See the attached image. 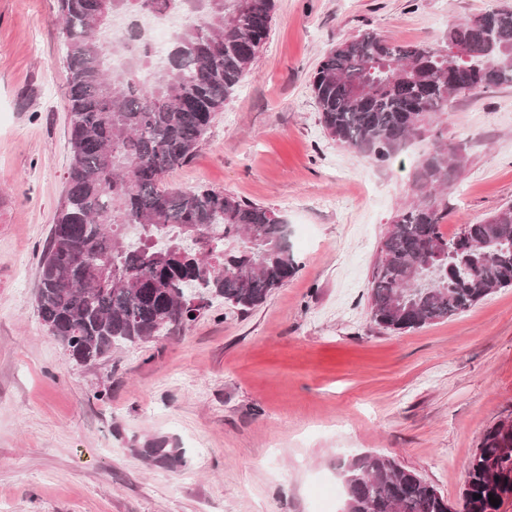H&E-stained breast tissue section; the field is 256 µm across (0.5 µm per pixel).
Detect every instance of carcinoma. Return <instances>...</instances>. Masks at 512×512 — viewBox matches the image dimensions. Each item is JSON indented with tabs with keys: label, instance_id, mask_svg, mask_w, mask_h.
<instances>
[{
	"label": "carcinoma",
	"instance_id": "obj_1",
	"mask_svg": "<svg viewBox=\"0 0 512 512\" xmlns=\"http://www.w3.org/2000/svg\"><path fill=\"white\" fill-rule=\"evenodd\" d=\"M274 0H59L68 72L70 164L39 268L36 307L48 332L92 364L119 346L184 327L221 297L241 312L263 304L299 268L288 225L273 210L212 188L183 191L165 175L189 160L264 44ZM180 10L187 21L155 67L146 53L112 71L104 35L117 15ZM512 86V9L448 26L443 45L363 33L326 52L312 79L323 128L386 164L448 121L459 96ZM357 86L362 96L351 89ZM431 140L411 174L413 200L383 237L370 291L373 321L406 332L445 321L512 286V206L454 237L441 196L464 163L461 143ZM106 271L93 280L87 264ZM135 452L169 468L180 448ZM345 512H504L512 504V417L489 427L452 504L396 459L359 454L338 464ZM500 500L496 507L488 494Z\"/></svg>",
	"mask_w": 512,
	"mask_h": 512
}]
</instances>
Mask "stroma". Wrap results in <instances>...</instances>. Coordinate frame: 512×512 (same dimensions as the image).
I'll return each instance as SVG.
<instances>
[{
    "label": "stroma",
    "mask_w": 512,
    "mask_h": 512,
    "mask_svg": "<svg viewBox=\"0 0 512 512\" xmlns=\"http://www.w3.org/2000/svg\"><path fill=\"white\" fill-rule=\"evenodd\" d=\"M491 7L512 0H276L250 73L167 182L274 210L298 271L249 313L216 299L83 365L35 302L70 162L58 0H0V512H344L336 460L366 452L458 499L512 415V287L420 329L373 322L372 271L422 146L387 166L343 147L311 80L359 33L439 44ZM445 134L466 145L451 237L512 206V87L457 99ZM153 439L186 467L137 457Z\"/></svg>",
    "instance_id": "stroma-1"
}]
</instances>
